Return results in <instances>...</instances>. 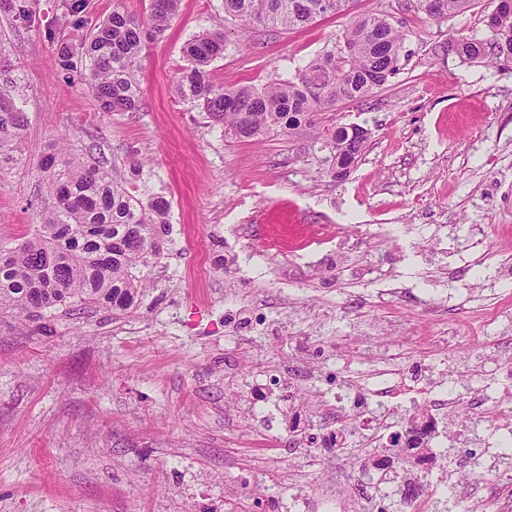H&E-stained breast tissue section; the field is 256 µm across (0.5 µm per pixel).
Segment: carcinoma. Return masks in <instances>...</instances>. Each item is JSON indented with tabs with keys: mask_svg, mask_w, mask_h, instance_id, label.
<instances>
[{
	"mask_svg": "<svg viewBox=\"0 0 512 512\" xmlns=\"http://www.w3.org/2000/svg\"><path fill=\"white\" fill-rule=\"evenodd\" d=\"M180 0H149L147 16L112 12L95 25L81 56L89 88L101 112H135L141 88L135 79L146 41L162 35ZM224 0V14L242 29L258 25L285 29L314 23L346 10L349 0ZM479 0H439L440 19L448 20ZM496 38L485 42L458 35L448 50L464 61L488 56L512 62V11L498 16ZM404 34L382 12L357 17L334 44L294 75L273 71L260 88H224L209 78L208 67L224 56L221 32L188 40L186 65L177 89L239 141L262 136L297 135L318 125L329 133L340 123L344 105L388 87L400 70ZM25 126L22 110L0 103V149L17 145ZM367 140L343 137L334 155L349 149L361 156ZM44 169L56 207L18 246L0 250V317L23 318L50 329L54 314L75 316L99 309L127 312L145 287L144 270L164 253L169 203L144 201L112 181L107 171L73 152L45 159Z\"/></svg>",
	"mask_w": 512,
	"mask_h": 512,
	"instance_id": "1",
	"label": "carcinoma"
}]
</instances>
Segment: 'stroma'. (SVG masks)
Returning a JSON list of instances; mask_svg holds the SVG:
<instances>
[{"label": "stroma", "mask_w": 512, "mask_h": 512, "mask_svg": "<svg viewBox=\"0 0 512 512\" xmlns=\"http://www.w3.org/2000/svg\"><path fill=\"white\" fill-rule=\"evenodd\" d=\"M147 6L0 0V96L28 118L19 149L0 162V249L54 209L43 161L63 148L136 196L170 203L167 249L135 309L62 317L49 334L0 321V512H281L289 480L314 495L331 473L369 469L381 451L352 425L320 469L287 429L251 445L240 374L280 370L316 426L346 384L375 382L379 352L394 356L391 426L425 414L432 385L455 388L447 470L489 464L459 438L477 391L512 397V63L464 61L446 43L456 32L490 38L495 0L439 24L404 0H350L345 14L245 38L223 22L222 0H180L144 50L139 110L98 111L59 49L81 51L112 11L143 16ZM377 9L406 33L401 70L339 112L370 131L344 180L326 175L311 136L239 142L175 92L192 36L224 32L213 83L260 86ZM310 224L339 226L348 245L326 260L295 250ZM428 299L437 312H426ZM303 354L320 377L299 372ZM252 472L269 509L242 495L225 508L233 477Z\"/></svg>", "instance_id": "obj_1"}]
</instances>
